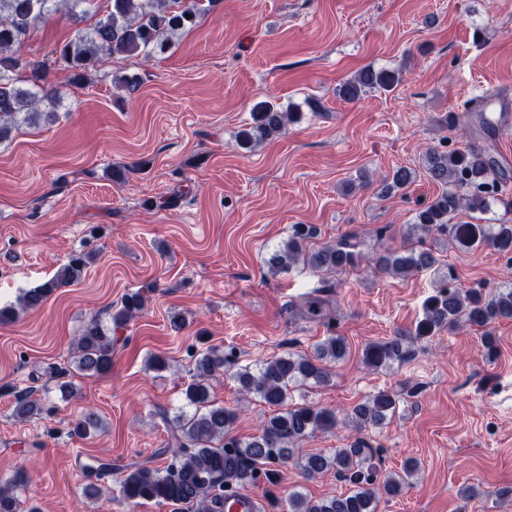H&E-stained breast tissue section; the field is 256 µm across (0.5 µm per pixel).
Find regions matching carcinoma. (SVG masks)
I'll return each instance as SVG.
<instances>
[{"mask_svg":"<svg viewBox=\"0 0 512 512\" xmlns=\"http://www.w3.org/2000/svg\"><path fill=\"white\" fill-rule=\"evenodd\" d=\"M62 2L67 13L76 19L87 13L94 0H0V142L11 138L22 124L54 117L61 103L58 91L49 81L46 64L24 58L21 48L31 31L58 12ZM215 2L107 0V9L99 19L91 27L78 30L74 39L56 47L55 53L69 68L71 84L79 86L88 81L91 71L104 58L167 51L172 38L192 28L196 18ZM397 81L393 71L367 67L344 81L338 94L353 101L368 91L388 89ZM291 119L289 111H281L267 102L258 103L253 108L250 128L237 135V144L242 149H251L282 134ZM425 171L431 181L442 186V192L420 207L409 230L424 236L445 235L462 246L479 244L499 254L512 253V224L478 228L474 224L450 223V215L460 208L484 212L498 201L494 161L484 150L432 149L425 158ZM414 180L412 170L400 167L393 172L386 189H403ZM312 236V229L296 228L288 241L266 260L269 271L286 272L301 262L317 270L339 272L355 268L363 260L361 253L355 251L357 244L349 240L309 250L305 243ZM436 263L432 252L415 247L389 249L368 258V264L378 271L399 277L431 269ZM87 265L88 256L71 255L52 279L21 297L20 308L34 310L56 290L80 283ZM145 301L146 296L140 292L128 294L109 315V323L91 318L84 324L73 348L77 371L93 377L112 369V330L122 328L141 312ZM499 319H512V289L485 298L479 291L463 292L446 284L426 299L423 316L414 331L368 344L363 351V364L378 369L403 360L408 345L415 341L461 326L484 328ZM348 353L345 337L333 334L317 344L311 355L289 352L238 367L231 378L237 382L242 399L254 397L273 408L260 433L246 441L231 434L238 410L211 400L210 380L224 368V356L212 350L199 354L194 378L184 390L186 406L192 411L179 414L171 425L168 450L173 461L163 469L140 463L123 467L119 481L122 498L133 506L156 500L191 512H224L227 486L245 484L261 472L269 474L266 466L270 464L293 461L307 478L332 469L353 489L347 494L318 499L295 492L288 496V512H376L381 497H395L403 492L408 479L417 471L416 462H408L403 473L389 475L379 483L368 465L371 449L360 438L328 453L304 454L299 448L302 441L336 428L339 419L333 410L293 402L292 393L310 383L327 385L331 377L327 364L344 360ZM396 408V394L382 390L355 406L348 419L360 431L380 427L393 417ZM40 411L37 400L26 394L16 397L17 417L34 418ZM97 426V416L86 412L75 420L71 434L85 437ZM21 485L23 479L19 478L0 486V512H21L17 494Z\"/></svg>","mask_w":512,"mask_h":512,"instance_id":"carcinoma-1","label":"carcinoma"}]
</instances>
